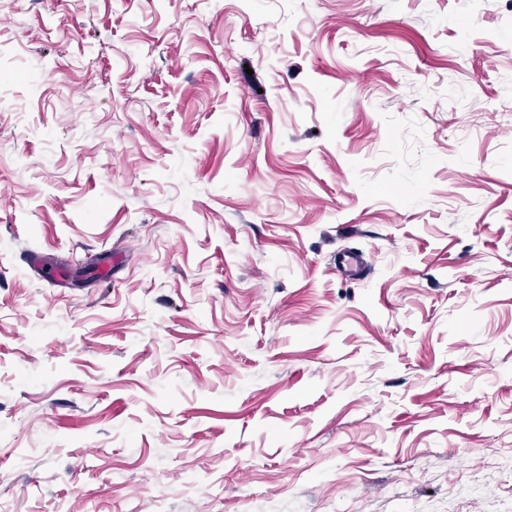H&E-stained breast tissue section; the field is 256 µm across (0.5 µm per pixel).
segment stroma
Instances as JSON below:
<instances>
[{
  "label": "stroma",
  "instance_id": "obj_1",
  "mask_svg": "<svg viewBox=\"0 0 512 512\" xmlns=\"http://www.w3.org/2000/svg\"><path fill=\"white\" fill-rule=\"evenodd\" d=\"M510 458L512 0H0V512H512Z\"/></svg>",
  "mask_w": 512,
  "mask_h": 512
}]
</instances>
